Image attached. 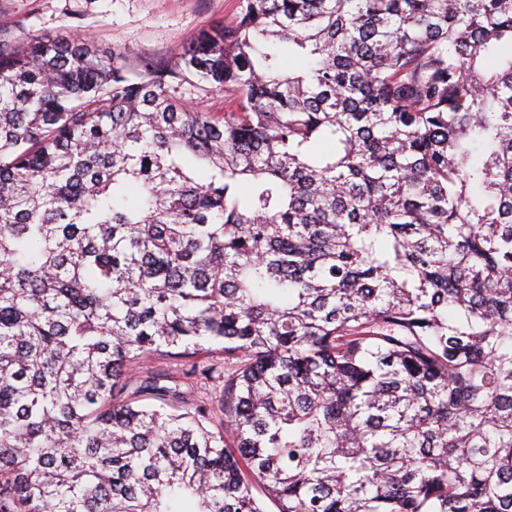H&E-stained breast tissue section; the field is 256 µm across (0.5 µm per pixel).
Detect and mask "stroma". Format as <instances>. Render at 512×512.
I'll return each instance as SVG.
<instances>
[{
	"label": "stroma",
	"mask_w": 512,
	"mask_h": 512,
	"mask_svg": "<svg viewBox=\"0 0 512 512\" xmlns=\"http://www.w3.org/2000/svg\"><path fill=\"white\" fill-rule=\"evenodd\" d=\"M238 11L239 0H0V40L16 46L36 38L81 36L104 55L120 50L133 61L148 56L171 64L200 30L228 22ZM170 94L196 112L229 109L223 91L194 80L173 83ZM146 372L164 385L180 386L187 400L209 406L214 424L223 423L221 380L184 379L183 365L162 356L127 379L137 383Z\"/></svg>",
	"instance_id": "1"
}]
</instances>
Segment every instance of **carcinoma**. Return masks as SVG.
Masks as SVG:
<instances>
[{"label": "carcinoma", "instance_id": "carcinoma-1", "mask_svg": "<svg viewBox=\"0 0 512 512\" xmlns=\"http://www.w3.org/2000/svg\"><path fill=\"white\" fill-rule=\"evenodd\" d=\"M240 2L0 45V512H512V0ZM171 96L195 112H216L224 114L229 107V99L224 91L212 88L196 80L175 82L170 87ZM193 360L200 361L199 369H202L203 366L210 365V363L215 364L216 371L213 373L214 379H204V376L197 374L193 376L191 379H184V369H188L189 366L182 365L180 361H176L174 359H169L167 357L157 356L152 361H150L143 369H139L136 371H132L127 374V381L131 384V386L136 385L146 373H151L154 376L161 378V384L167 385L170 387H175L176 383L177 389L179 388L181 391L185 392V397L189 402L196 403H205L209 406L211 410L212 420L215 427H218L220 424L224 423V402L221 397L220 390L222 388V378L217 379L218 374L221 372L222 375V365L220 363L224 362V357L215 355V356H201L197 357ZM185 383V384H184Z\"/></svg>", "mask_w": 512, "mask_h": 512}]
</instances>
